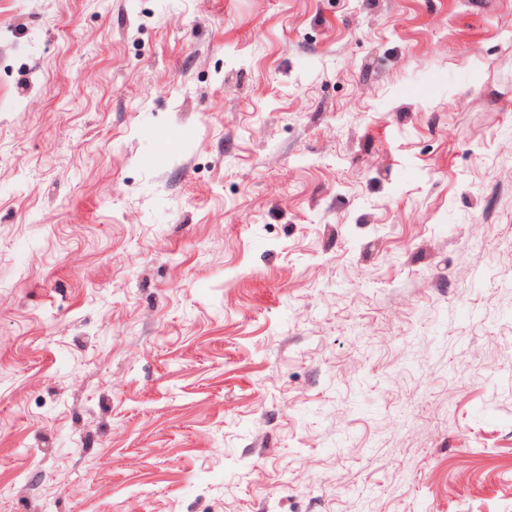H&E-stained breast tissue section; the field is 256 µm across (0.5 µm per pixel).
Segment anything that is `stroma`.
Returning a JSON list of instances; mask_svg holds the SVG:
<instances>
[{"mask_svg": "<svg viewBox=\"0 0 512 512\" xmlns=\"http://www.w3.org/2000/svg\"><path fill=\"white\" fill-rule=\"evenodd\" d=\"M0 512H512V0H0Z\"/></svg>", "mask_w": 512, "mask_h": 512, "instance_id": "1", "label": "stroma"}]
</instances>
